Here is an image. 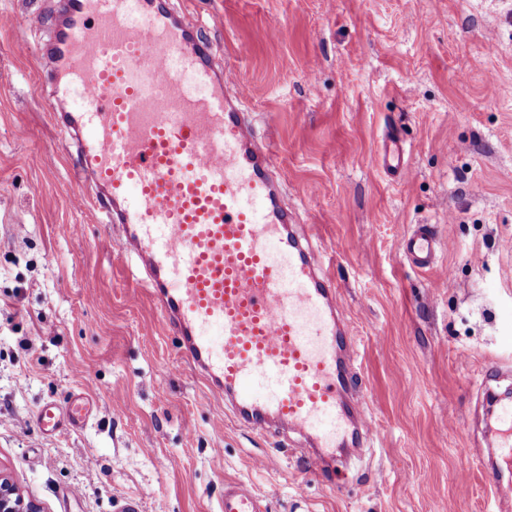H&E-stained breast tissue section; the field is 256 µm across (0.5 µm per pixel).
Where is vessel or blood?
I'll use <instances>...</instances> for the list:
<instances>
[{"instance_id": "b4317fda", "label": "vessel or blood", "mask_w": 512, "mask_h": 512, "mask_svg": "<svg viewBox=\"0 0 512 512\" xmlns=\"http://www.w3.org/2000/svg\"><path fill=\"white\" fill-rule=\"evenodd\" d=\"M47 51L57 143L109 223L124 232L143 293L179 338L183 361L224 397L239 425L304 436L324 471L352 426L370 431L354 398L355 342L340 319L334 275L294 229L258 139L212 62L200 26L159 0H65ZM430 224L405 238L408 263L430 269ZM83 394L49 401L42 434L82 428ZM221 512H264L245 483L224 485Z\"/></svg>"}]
</instances>
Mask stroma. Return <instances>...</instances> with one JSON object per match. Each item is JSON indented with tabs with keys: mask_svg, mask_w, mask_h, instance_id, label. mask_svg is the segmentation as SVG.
<instances>
[{
	"mask_svg": "<svg viewBox=\"0 0 512 512\" xmlns=\"http://www.w3.org/2000/svg\"><path fill=\"white\" fill-rule=\"evenodd\" d=\"M60 2L0 0V472L42 512H219L228 479L266 512H489L486 464L512 477L484 387L512 375V98L489 89L512 85V0H167L246 88L341 286L372 433L322 476L300 435L233 422L135 299L118 231L77 204L38 56ZM420 224L437 269L400 253ZM75 392L95 405L85 426L41 434L38 408ZM402 156L403 150L399 141L390 138L385 142L383 148L384 166L387 170L398 176H401L404 173Z\"/></svg>",
	"mask_w": 512,
	"mask_h": 512,
	"instance_id": "stroma-1",
	"label": "stroma"
}]
</instances>
